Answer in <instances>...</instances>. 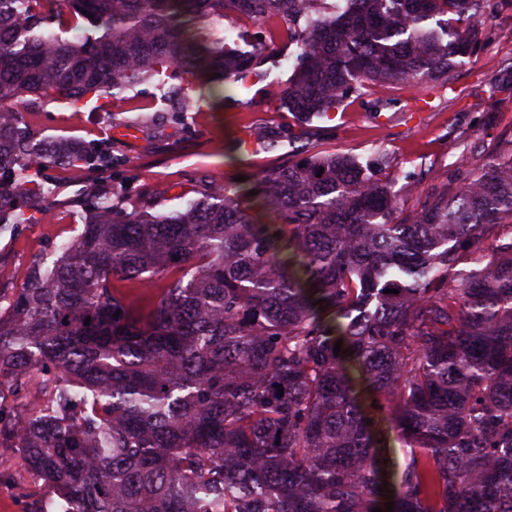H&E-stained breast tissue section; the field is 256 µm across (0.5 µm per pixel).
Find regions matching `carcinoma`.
Segmentation results:
<instances>
[{"label":"carcinoma","mask_w":512,"mask_h":512,"mask_svg":"<svg viewBox=\"0 0 512 512\" xmlns=\"http://www.w3.org/2000/svg\"><path fill=\"white\" fill-rule=\"evenodd\" d=\"M491 5L0 0V233L36 218L45 169L112 166L78 141L45 145L18 100L110 110L165 73L178 126L197 87L255 73L257 53L219 29L235 16L297 47L279 99L321 117L367 81L448 80ZM81 20L79 41L61 36ZM84 207L82 232L0 295V384L42 372L44 408L0 411V437L55 487L40 512H512V157L405 221L395 184L342 153L178 209L111 193ZM117 281L159 295L136 310Z\"/></svg>","instance_id":"cac0c4a2"}]
</instances>
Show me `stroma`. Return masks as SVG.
<instances>
[{
	"label": "stroma",
	"instance_id": "stroma-1",
	"mask_svg": "<svg viewBox=\"0 0 512 512\" xmlns=\"http://www.w3.org/2000/svg\"><path fill=\"white\" fill-rule=\"evenodd\" d=\"M482 32L480 47L457 59L447 81L384 89L366 85L329 116L303 125L276 98L293 72V46L267 50L257 74L189 113L179 132L154 80L135 86L129 103L112 112L91 105L77 112L67 103L27 98L18 109L43 140L110 144L120 166L110 173L47 170L53 191L44 207L50 219L0 234V293L23 286L34 261L53 259L61 244L78 236L85 222L81 198L105 187L145 205L154 204L153 189L164 188L163 206L174 209L182 197L200 196L210 183L248 177L310 150L343 152L364 162L381 149L392 160L384 177L401 189L398 214L408 218L454 175L512 147V89L494 87L501 66L512 63V0H497L482 20ZM380 96L392 104L376 114L372 107ZM132 116L140 119L134 138L116 136ZM290 127L298 128V136L283 139L274 150H264L255 140L258 132ZM50 496L48 486L28 475L21 449L0 447V512H38Z\"/></svg>",
	"mask_w": 512,
	"mask_h": 512
}]
</instances>
